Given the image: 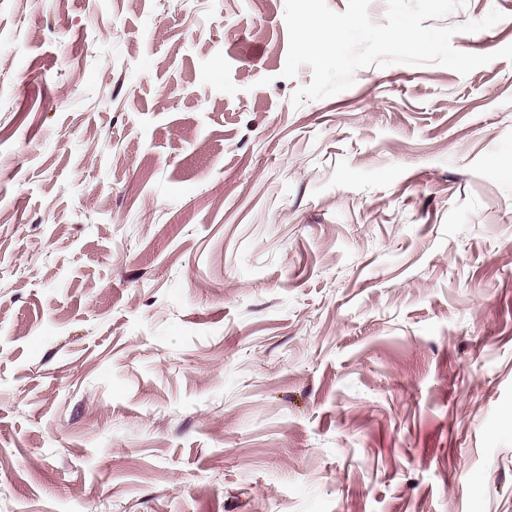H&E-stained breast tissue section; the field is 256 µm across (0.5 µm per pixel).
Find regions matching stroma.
Here are the masks:
<instances>
[{"label": "stroma", "instance_id": "1", "mask_svg": "<svg viewBox=\"0 0 512 512\" xmlns=\"http://www.w3.org/2000/svg\"><path fill=\"white\" fill-rule=\"evenodd\" d=\"M284 10L0 0V512H512V60Z\"/></svg>", "mask_w": 512, "mask_h": 512}]
</instances>
